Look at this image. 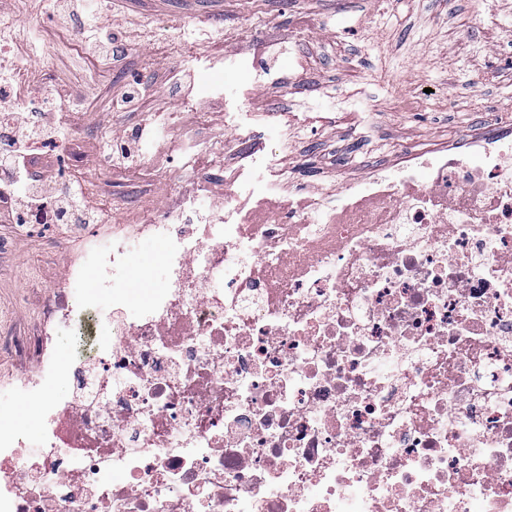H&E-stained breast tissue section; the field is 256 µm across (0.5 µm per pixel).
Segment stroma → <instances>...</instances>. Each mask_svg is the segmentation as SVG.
I'll return each instance as SVG.
<instances>
[{
    "instance_id": "35a3bbf8",
    "label": "stroma",
    "mask_w": 512,
    "mask_h": 512,
    "mask_svg": "<svg viewBox=\"0 0 512 512\" xmlns=\"http://www.w3.org/2000/svg\"><path fill=\"white\" fill-rule=\"evenodd\" d=\"M7 17L12 55L37 62L43 34L64 26L78 39L49 63L51 89L59 96L77 94L80 104L69 125L53 126V143L40 148L30 171L45 176L78 157L71 183L80 185L84 202L111 200L87 224H19L0 214V331L33 336L42 328L43 301L62 286L70 255L93 236L108 238L121 212L146 198L175 204L182 189L185 157L159 155L157 121L177 113L180 131L199 142L224 134V115L233 113L232 129L244 137L246 158L229 156L226 170L236 172L234 186L247 198L254 184L293 169L291 187L331 190L337 173L364 177L370 165H393L406 148L456 138L476 123L481 111L512 108V0H112L99 23L112 27L120 12L130 13L125 27L124 59L112 77L86 85L93 71L81 34L86 9L73 14L44 10L40 0H15ZM380 25L388 48L379 51L357 39L360 28ZM179 37L194 61L180 84L170 77L182 58L170 48L140 43L144 26ZM258 41L299 43L304 63L289 54L268 60L273 83L252 88L247 71L212 69L225 45L242 31ZM140 75L146 87L138 110L116 112L113 88ZM420 85L413 108L395 107L394 86L401 77ZM289 87L274 94L275 81ZM138 140L131 159L100 164L102 139L113 134ZM216 173L209 198L224 197V174ZM161 243L145 240L130 259L129 283L148 288L167 283L168 270L158 259ZM27 367L9 351H0V438L37 440V424L16 423L13 408L22 403L40 413L43 404L16 389Z\"/></svg>"
}]
</instances>
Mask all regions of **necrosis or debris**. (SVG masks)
I'll return each instance as SVG.
<instances>
[{
  "instance_id": "4bbe7bcc",
  "label": "necrosis or debris",
  "mask_w": 512,
  "mask_h": 512,
  "mask_svg": "<svg viewBox=\"0 0 512 512\" xmlns=\"http://www.w3.org/2000/svg\"><path fill=\"white\" fill-rule=\"evenodd\" d=\"M0 103L47 102L44 65L19 66ZM511 113L462 147L369 169L335 195L252 208L225 188L210 223L203 155L176 206L147 205L69 264L112 287V310L61 289L45 322L81 336L91 371L0 336L45 398L44 452L0 440V512H512ZM165 242L170 284L122 312L127 263Z\"/></svg>"
}]
</instances>
